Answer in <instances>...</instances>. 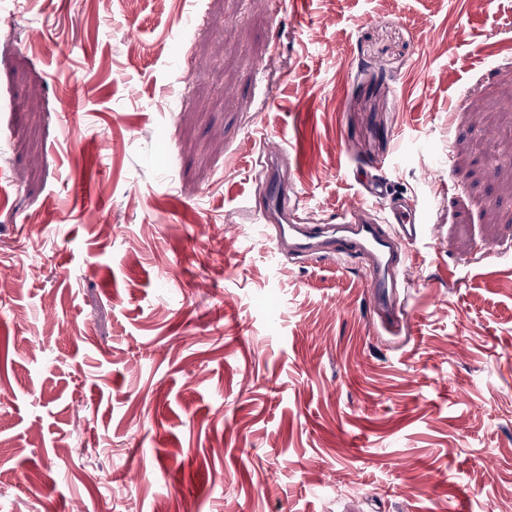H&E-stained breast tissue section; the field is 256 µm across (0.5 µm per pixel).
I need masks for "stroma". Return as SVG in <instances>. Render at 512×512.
Segmentation results:
<instances>
[{"label":"stroma","mask_w":512,"mask_h":512,"mask_svg":"<svg viewBox=\"0 0 512 512\" xmlns=\"http://www.w3.org/2000/svg\"><path fill=\"white\" fill-rule=\"evenodd\" d=\"M427 224L409 330L273 266L259 143ZM0 512H512V0H0Z\"/></svg>","instance_id":"stroma-1"}]
</instances>
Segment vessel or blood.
<instances>
[{"instance_id":"vessel-or-blood-1","label":"vessel or blood","mask_w":512,"mask_h":512,"mask_svg":"<svg viewBox=\"0 0 512 512\" xmlns=\"http://www.w3.org/2000/svg\"><path fill=\"white\" fill-rule=\"evenodd\" d=\"M285 149L263 146L257 159L258 175L266 193V205H244L250 223L268 224L275 230L272 257L286 253L297 257H332L358 260L368 268L370 302L380 324L393 321L400 311L399 274L408 264L410 246L419 241L425 227L407 220L404 210L380 209L363 219L354 206L346 207L337 223L317 224L299 217L298 205L288 200L289 172L278 163Z\"/></svg>"}]
</instances>
